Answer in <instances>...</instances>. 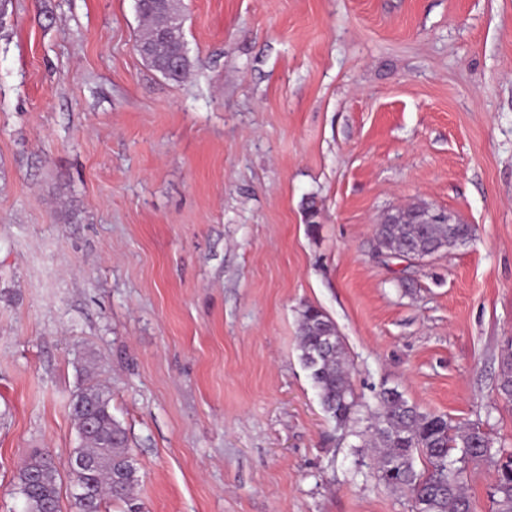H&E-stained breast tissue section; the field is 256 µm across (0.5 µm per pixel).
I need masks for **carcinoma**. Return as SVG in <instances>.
I'll list each match as a JSON object with an SVG mask.
<instances>
[{"label":"carcinoma","mask_w":512,"mask_h":512,"mask_svg":"<svg viewBox=\"0 0 512 512\" xmlns=\"http://www.w3.org/2000/svg\"><path fill=\"white\" fill-rule=\"evenodd\" d=\"M145 25L164 27L163 10L149 3L138 5ZM155 71L168 69L169 60L182 59L180 71L172 80L180 81L191 66L182 31L169 33V41L159 44L155 37L140 34ZM425 206L402 209L404 222L383 224L377 231L379 245L388 252L419 256L434 249L441 241L453 248L472 239L475 228L463 224L452 214L449 224H420L418 217ZM301 361L317 390L327 415L340 427L357 421L358 402L350 381L345 349L336 326L320 308L306 305L300 312ZM500 400L512 403V341L501 356L496 385ZM112 395L108 387L88 373L76 387L70 411L82 425L90 416L94 430L82 438L70 460L68 470L75 492L70 512H102L107 498L131 499L138 478L128 445V436L112 416ZM373 423L366 428L368 444L379 449L380 479L393 490L406 492L413 512H475L464 489V473L469 463L490 461L496 466L491 494L494 512H512V454L500 456L489 434L478 425L455 428L438 414L411 405L394 388H381L376 395ZM421 460L422 467L416 466ZM65 466L49 451L34 454L18 473V490L25 502V512H62V474Z\"/></svg>","instance_id":"cac0c4a2"}]
</instances>
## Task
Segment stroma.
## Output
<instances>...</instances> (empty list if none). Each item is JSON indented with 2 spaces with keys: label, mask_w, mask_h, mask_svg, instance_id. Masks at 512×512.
Returning <instances> with one entry per match:
<instances>
[{
  "label": "stroma",
  "mask_w": 512,
  "mask_h": 512,
  "mask_svg": "<svg viewBox=\"0 0 512 512\" xmlns=\"http://www.w3.org/2000/svg\"><path fill=\"white\" fill-rule=\"evenodd\" d=\"M183 5L180 83L134 50V0L0 21V512L35 451L78 447L87 368L142 512H412L364 422L323 411L300 311L334 321L361 406L394 388L512 453V0ZM418 203L474 238L380 253ZM497 396L505 403H512V340L501 356L500 373L496 385Z\"/></svg>",
  "instance_id": "35a3bbf8"
}]
</instances>
